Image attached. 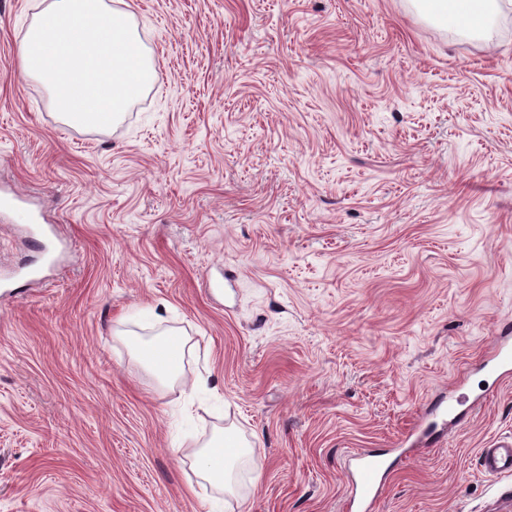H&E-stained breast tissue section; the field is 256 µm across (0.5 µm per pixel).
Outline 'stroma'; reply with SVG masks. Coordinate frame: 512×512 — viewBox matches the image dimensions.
Instances as JSON below:
<instances>
[{"label": "stroma", "instance_id": "obj_1", "mask_svg": "<svg viewBox=\"0 0 512 512\" xmlns=\"http://www.w3.org/2000/svg\"><path fill=\"white\" fill-rule=\"evenodd\" d=\"M0 0V512H203L214 429L255 444L234 512H485L512 437V6L484 35L411 0H124L155 79L106 129L62 120ZM184 337L186 407L130 340ZM0 217L10 224H35V216L17 195L0 196ZM512 336L509 332L501 331V336H496V346L491 356L483 362V368L490 372L502 374L510 373L512 369ZM482 470L492 476L512 473V438L497 441L484 448L480 456ZM354 471L347 478L355 487L356 496L352 506L358 510H369L378 495L380 481L385 471V461L380 455L357 452L353 455Z\"/></svg>", "mask_w": 512, "mask_h": 512}]
</instances>
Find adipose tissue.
<instances>
[{"instance_id": "adipose-tissue-1", "label": "adipose tissue", "mask_w": 512, "mask_h": 512, "mask_svg": "<svg viewBox=\"0 0 512 512\" xmlns=\"http://www.w3.org/2000/svg\"><path fill=\"white\" fill-rule=\"evenodd\" d=\"M428 18L472 30L486 27L498 0H415ZM134 350L142 364L161 382L173 383L184 375L185 342L168 333L136 339ZM255 450L251 441L226 427L213 434L197 452L196 475L229 496H237L238 477L252 472Z\"/></svg>"}]
</instances>
